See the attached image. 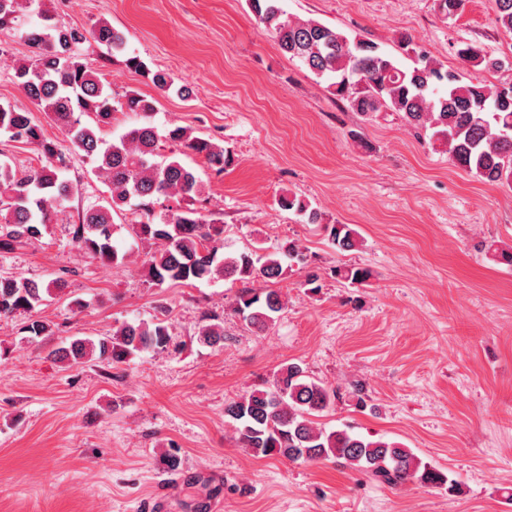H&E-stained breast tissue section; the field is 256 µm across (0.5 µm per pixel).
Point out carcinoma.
I'll use <instances>...</instances> for the list:
<instances>
[{"mask_svg":"<svg viewBox=\"0 0 512 512\" xmlns=\"http://www.w3.org/2000/svg\"><path fill=\"white\" fill-rule=\"evenodd\" d=\"M33 0H0V25L30 8ZM284 0H248L256 18L272 33L280 52L301 64L347 107L364 115L391 111L402 116L415 133L431 132V138L448 146L455 164L489 184H512V82L489 87L465 82L456 72L437 62L426 51L401 37V48L412 64L402 65L367 39L336 29L314 18L288 15ZM496 23L512 32V0H495ZM37 49L35 57L16 61L13 78L25 96L66 132L70 150L95 162L93 174L108 188L101 202L83 209L73 225V241L89 258L115 264L119 253L113 245V214L131 208L141 220L132 225L135 238L164 243L142 266L146 280L162 285L191 284L218 278L243 283L233 311L257 332L275 321L285 302L281 292L251 288L257 279L277 282L293 263L307 262L300 244L289 239L272 252L225 254L224 225L214 224L195 207L206 184L195 170L177 157L159 159V134L144 123L132 126L108 142L102 128L112 124L116 112L155 111V100L135 90L112 102V92L102 72L83 61L82 45L93 41L114 52L125 49V37L111 24L99 20L87 30L58 24H42L26 33ZM472 67L502 69L504 64L487 56L476 45L460 50ZM130 69L147 76L160 91L173 86L171 77L153 71L137 56L127 58ZM13 141L37 146L42 163L23 172L0 161V254L43 235L57 211L71 196L63 178L66 159L59 145L44 136L32 113L0 105V133ZM179 144L183 154L204 158L217 175L234 163L231 151L210 139L191 135L174 126L165 135ZM162 198H173L178 207L155 215ZM283 209L301 216L306 224L321 223L322 214L295 194L280 198ZM328 240L339 251H351L359 243L348 224H326ZM345 281L361 285L370 278L366 268L346 266L337 270ZM64 283L0 275V317L30 314L54 295ZM172 337L166 319L124 323L110 336L76 339L52 356L75 363L92 357L119 364L127 357L164 350ZM209 346L224 344V324L210 323L198 332ZM340 391L306 375L297 363L280 366L268 385L254 388L224 404V421L240 447L256 458H281L293 463L336 460L396 487L407 481L457 490V482L419 458L401 443L382 436H364L348 429H326L316 418L333 407Z\"/></svg>","mask_w":512,"mask_h":512,"instance_id":"1","label":"carcinoma"}]
</instances>
